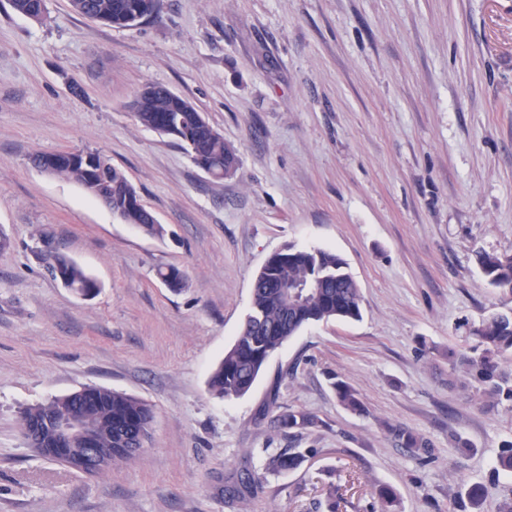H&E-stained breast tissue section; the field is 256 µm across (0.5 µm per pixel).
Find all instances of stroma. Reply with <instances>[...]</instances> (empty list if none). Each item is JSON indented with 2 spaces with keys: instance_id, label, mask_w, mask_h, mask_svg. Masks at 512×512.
<instances>
[{
  "instance_id": "1",
  "label": "stroma",
  "mask_w": 512,
  "mask_h": 512,
  "mask_svg": "<svg viewBox=\"0 0 512 512\" xmlns=\"http://www.w3.org/2000/svg\"><path fill=\"white\" fill-rule=\"evenodd\" d=\"M149 83L204 114L239 156L233 175L137 123ZM67 151L120 168L163 236L31 161ZM0 231V512H328L331 482L346 488L337 512H381L380 485L399 512H462L465 483L484 485L483 512L512 499V477L491 476L512 403L448 363L459 321L512 312L477 264L512 254V0H159L126 28L70 0L39 22L0 0ZM289 245L342 257L363 317L306 325L249 394L214 398L252 282ZM52 255L98 294L53 279ZM168 266L186 288L158 278ZM88 386L154 412L143 454L92 477L36 454L18 425ZM273 392L317 418L301 441L260 417ZM397 424L427 451L395 442ZM297 444L314 451L300 469L246 502L225 495ZM62 262L64 264H66L65 266V273L67 275V278L70 282V284L72 285H76L78 286L79 288H82V289H89V290H84L82 292H77L75 291L73 288V286H71L69 284V282L67 281V278L64 274H62L58 268V270L56 271L55 273V266L54 264H51L49 266V271L50 273L56 278V275H57V279L61 282V284L65 287V288H69V290H71V292L73 294H75L77 297L81 298V299H90L92 297L95 296V294L97 293L98 289L100 288V285L99 283L95 282V279L92 278L89 274H87L85 272V270L83 268H81L79 265H77L76 263L74 262H65L64 260H62ZM95 283H96V286L97 288H93L95 286ZM92 288V289H90Z\"/></svg>"
}]
</instances>
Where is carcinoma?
<instances>
[{"label": "carcinoma", "instance_id": "carcinoma-1", "mask_svg": "<svg viewBox=\"0 0 512 512\" xmlns=\"http://www.w3.org/2000/svg\"><path fill=\"white\" fill-rule=\"evenodd\" d=\"M42 0H10L12 9L23 15L40 13ZM73 11L86 18L114 27L137 24L133 13L136 0H70ZM140 125L155 130L168 121L194 125L191 139L193 161L220 177L224 169L237 168L236 150L222 138H214L206 125L195 124L197 108L186 98L160 85L154 98L141 104L135 112ZM96 162V179L106 200L117 205L123 201L127 178L105 157L90 153ZM478 265L488 284L512 292V254L481 252ZM65 273L72 285L82 289L95 286V279L74 262H67ZM169 288L179 291L186 286L180 269L170 266L158 271ZM288 279L291 288L299 293L283 307L280 278ZM362 317L360 288L348 271L347 263L336 253L325 249H297L289 247L281 261L278 274L261 270L256 275L251 292V308L242 322L234 344L224 352L208 379L209 393L219 399L232 400L246 395L265 366L264 359L274 354L302 327L320 321L351 320ZM468 335L475 343L468 350H448V361L464 366L470 376V385L477 393L512 400V371L502 367L500 360L512 354V314L495 313L482 319L477 326L468 327ZM339 402L347 409L362 413L365 407L356 393L343 381L333 383ZM95 407L90 422L100 431L101 447L112 449V460H132L136 453H128L133 441L142 433H149L154 415L149 404L124 392L106 387H95ZM77 398L70 395L55 397L48 402L28 407L19 413V423L30 447L41 456L57 461L52 448L47 422L63 408L75 406ZM263 415L271 416V427L294 436L317 426V420L304 412L280 406L270 397L263 406ZM401 444L413 451L429 447L428 441L402 427L390 428ZM313 449L285 448L268 457L266 470L283 473L298 469ZM496 471L512 474V441L502 445ZM265 477L246 471L238 481L226 488L231 499L254 497L263 490ZM465 498L471 512H482L485 488L472 483L465 488Z\"/></svg>", "mask_w": 512, "mask_h": 512}]
</instances>
